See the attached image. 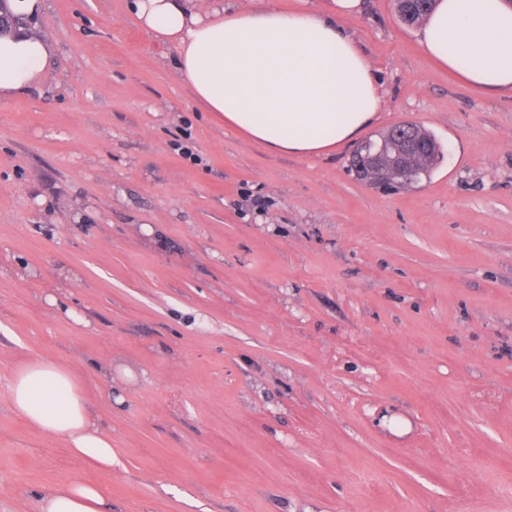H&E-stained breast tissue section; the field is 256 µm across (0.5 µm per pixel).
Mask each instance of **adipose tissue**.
<instances>
[{"label": "adipose tissue", "instance_id": "1", "mask_svg": "<svg viewBox=\"0 0 512 512\" xmlns=\"http://www.w3.org/2000/svg\"><path fill=\"white\" fill-rule=\"evenodd\" d=\"M144 29L175 45L193 97L226 127L297 157L334 152L373 124L382 96L372 66L342 21L362 0H325L317 10L281 12L252 0H132ZM424 54L465 84L512 92V0H436L418 31ZM50 46L26 34L0 36V96L26 93L49 62ZM8 403L35 431L60 439L79 460L112 468V437L88 414L70 366L39 358L20 366ZM40 512H112L103 490L70 482L45 490Z\"/></svg>", "mask_w": 512, "mask_h": 512}]
</instances>
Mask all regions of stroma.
Segmentation results:
<instances>
[{
  "label": "stroma",
  "mask_w": 512,
  "mask_h": 512,
  "mask_svg": "<svg viewBox=\"0 0 512 512\" xmlns=\"http://www.w3.org/2000/svg\"><path fill=\"white\" fill-rule=\"evenodd\" d=\"M42 3L51 62L0 98V512L73 481L112 512H512V95L364 0L372 134L444 154L387 194L352 147L225 127L129 0ZM34 358L73 368L112 471L10 411Z\"/></svg>",
  "instance_id": "35a3bbf8"
}]
</instances>
